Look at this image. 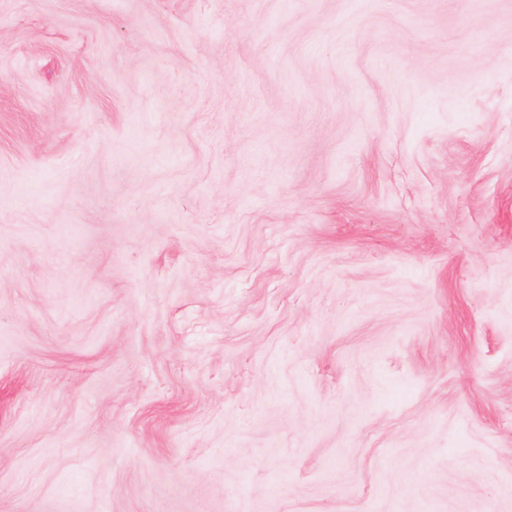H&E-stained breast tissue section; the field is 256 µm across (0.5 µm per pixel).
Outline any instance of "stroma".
<instances>
[{"instance_id":"35a3bbf8","label":"stroma","mask_w":512,"mask_h":512,"mask_svg":"<svg viewBox=\"0 0 512 512\" xmlns=\"http://www.w3.org/2000/svg\"><path fill=\"white\" fill-rule=\"evenodd\" d=\"M0 512H512V0H0Z\"/></svg>"}]
</instances>
